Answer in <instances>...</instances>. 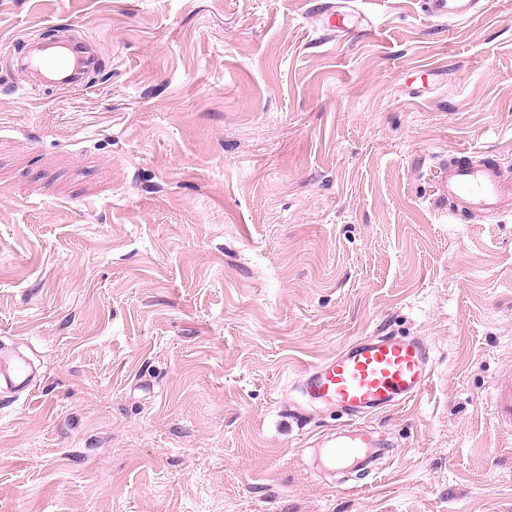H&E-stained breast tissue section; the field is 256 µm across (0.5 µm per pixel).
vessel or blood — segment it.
<instances>
[{"label":"vessel or blood","instance_id":"1","mask_svg":"<svg viewBox=\"0 0 512 512\" xmlns=\"http://www.w3.org/2000/svg\"><path fill=\"white\" fill-rule=\"evenodd\" d=\"M480 0H421L433 18L462 21L479 9ZM17 69L28 80L20 95L45 87L83 90L99 61L91 43L82 37L54 44L30 41L14 53ZM435 204H448V215L458 218L495 217L512 212V176L492 157L474 159L460 151L440 162ZM434 360L427 344L417 338L363 336L313 365L295 386L301 404L343 411L350 424L329 434L322 450L329 469L367 466L380 452L361 417L420 396L431 379ZM0 381L32 388L34 377L26 361H17L11 373L0 371Z\"/></svg>","mask_w":512,"mask_h":512}]
</instances>
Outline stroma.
I'll return each mask as SVG.
<instances>
[{
  "label": "stroma",
  "mask_w": 512,
  "mask_h": 512,
  "mask_svg": "<svg viewBox=\"0 0 512 512\" xmlns=\"http://www.w3.org/2000/svg\"><path fill=\"white\" fill-rule=\"evenodd\" d=\"M340 2L0 0V512H512V213L430 207L436 159L512 171V0ZM48 29L104 67L18 97ZM362 336L435 372L346 492L293 384ZM480 0H421L423 11L430 17L462 21L479 10ZM2 380L7 385L16 388L31 389L35 384L34 376L28 371L27 363L24 360L17 361L14 364L11 375L4 374L3 369L0 367V383H2Z\"/></svg>",
  "instance_id": "35a3bbf8"
}]
</instances>
